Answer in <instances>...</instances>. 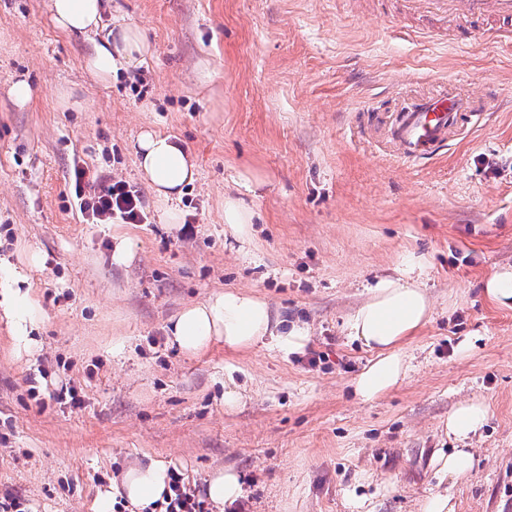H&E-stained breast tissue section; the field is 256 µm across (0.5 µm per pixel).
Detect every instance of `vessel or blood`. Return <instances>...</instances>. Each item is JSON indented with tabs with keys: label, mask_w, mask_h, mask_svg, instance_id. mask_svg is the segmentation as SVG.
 <instances>
[{
	"label": "vessel or blood",
	"mask_w": 512,
	"mask_h": 512,
	"mask_svg": "<svg viewBox=\"0 0 512 512\" xmlns=\"http://www.w3.org/2000/svg\"><path fill=\"white\" fill-rule=\"evenodd\" d=\"M403 16L426 14L454 33H483L494 40L512 35V0H399ZM482 108L448 88L416 98L400 110L375 116L376 140L400 160L421 165L442 157Z\"/></svg>",
	"instance_id": "obj_1"
}]
</instances>
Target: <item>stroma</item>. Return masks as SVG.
<instances>
[{
	"mask_svg": "<svg viewBox=\"0 0 512 512\" xmlns=\"http://www.w3.org/2000/svg\"><path fill=\"white\" fill-rule=\"evenodd\" d=\"M46 3L0 0V257L39 256L42 312L29 358L0 320V498L94 512L100 490L155 460L200 492L236 470L232 512H418L444 490L455 512H512V310L482 293L512 267V42L457 43L394 0H112L113 25L139 27L151 52L104 90L81 68L88 43L56 30ZM18 78L33 90L22 109L6 95ZM443 82L486 104L446 158L407 164L359 132ZM65 91L79 108L59 106ZM147 126L197 166L177 225L137 168ZM77 164L127 182L149 223L84 222ZM247 171L260 187H244ZM228 192L258 214L243 250L224 235ZM409 253L427 261L433 318L403 348L406 378L363 402L352 381L371 353L344 321ZM224 288L305 326L304 350L179 352L169 318ZM63 384L78 403L57 400ZM235 388L248 399L231 410ZM466 400L490 409L467 442L477 465L438 478L457 445L444 424Z\"/></svg>",
	"mask_w": 512,
	"mask_h": 512,
	"instance_id": "1",
	"label": "stroma"
}]
</instances>
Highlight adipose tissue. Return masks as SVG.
<instances>
[{
	"instance_id": "ef3b65f1",
	"label": "adipose tissue",
	"mask_w": 512,
	"mask_h": 512,
	"mask_svg": "<svg viewBox=\"0 0 512 512\" xmlns=\"http://www.w3.org/2000/svg\"><path fill=\"white\" fill-rule=\"evenodd\" d=\"M50 18L63 34L87 41L90 49L84 58V71L100 86L112 83L118 64L144 59L149 45L135 27L118 26L108 30L105 16L107 0H48ZM135 154L140 172L157 199L167 207L170 221L179 218L177 202L185 185L195 182L196 164L176 137L142 129ZM254 210L234 194L224 196V234L240 246L252 242ZM423 257L409 255L396 275L383 276L368 286L367 296L345 320L351 339L361 342L373 354L372 360L354 380L361 401L374 400L398 386L406 376L402 347L432 319L433 306L422 280ZM30 269L10 266L0 274V315L7 321L14 353L32 355L39 349L33 336L40 317V305L29 287ZM169 339L182 353L195 355L213 343H224L233 351H246L268 341L290 351L301 348L308 336L305 328L294 326L284 331L269 303L251 292L227 289L205 300L185 305L170 320ZM488 418L484 403L467 401L448 416V434L460 443L448 455L439 457V472L460 478L469 474L475 457L465 441L478 434ZM169 467L152 461L130 467L117 490L101 491L95 512H112L114 494H121L134 505L163 499L169 491ZM243 493L239 474L219 470L207 482V497L216 512H229Z\"/></svg>"
}]
</instances>
